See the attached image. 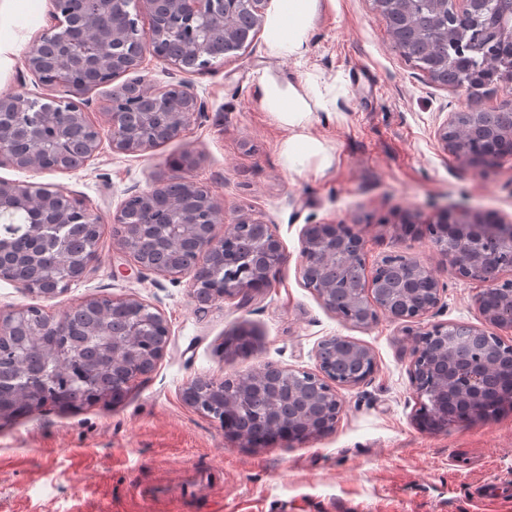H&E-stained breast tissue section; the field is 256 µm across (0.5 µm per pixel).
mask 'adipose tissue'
<instances>
[{"label": "adipose tissue", "mask_w": 512, "mask_h": 512, "mask_svg": "<svg viewBox=\"0 0 512 512\" xmlns=\"http://www.w3.org/2000/svg\"><path fill=\"white\" fill-rule=\"evenodd\" d=\"M272 11L264 24V40L269 58L305 59L310 52V33L321 8V0H273ZM255 105L272 114L287 130L281 155L290 171L299 173L310 159H317L319 169L332 164L327 147L310 135L316 111L335 112L336 102L324 99L313 80H284L270 71L257 78Z\"/></svg>", "instance_id": "1"}]
</instances>
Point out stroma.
<instances>
[{
	"label": "stroma",
	"mask_w": 512,
	"mask_h": 512,
	"mask_svg": "<svg viewBox=\"0 0 512 512\" xmlns=\"http://www.w3.org/2000/svg\"><path fill=\"white\" fill-rule=\"evenodd\" d=\"M24 8L10 61L0 66V96L36 91L24 56L56 24L50 0H26ZM311 47L304 61L274 62L258 33L209 68L181 72L209 117L148 153H120L105 143L75 170L0 167V180L59 189L100 224L82 278L51 300L0 279V312L36 305L57 316L107 295L151 303L171 330L164 356L121 402L49 407L0 424V512H512V408L485 423L420 429L399 326L384 317L363 328L341 323L298 269L305 224H353L367 265L402 253L430 267L445 287L437 320L482 325L480 282L458 277L427 236L401 235L397 223L405 215L425 223L445 207L492 211L512 223V157L476 168L436 137L453 112H512V87L471 99L431 79L395 48L373 0H322ZM266 69L331 86L336 112L317 113L310 128L331 152L330 168L312 161L303 173L289 171L280 154L287 131L254 104ZM188 152L197 158L190 178L223 202L228 216L276 226L288 260L251 301L235 298L201 312L186 283L143 279L133 270L113 274L124 257L112 216L127 191L146 188L150 174L170 171ZM241 324L255 331L257 348L222 354ZM336 335L370 348L376 367L365 383L342 389L343 412L324 436L244 448L184 400L199 377L219 380L268 363L314 369L319 342ZM195 473L217 478L208 496L190 483ZM159 483L177 497L150 496Z\"/></svg>",
	"instance_id": "1"
}]
</instances>
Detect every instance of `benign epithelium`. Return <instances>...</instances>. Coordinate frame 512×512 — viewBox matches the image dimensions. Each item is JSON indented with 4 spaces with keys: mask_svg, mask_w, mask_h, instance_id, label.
<instances>
[{
    "mask_svg": "<svg viewBox=\"0 0 512 512\" xmlns=\"http://www.w3.org/2000/svg\"><path fill=\"white\" fill-rule=\"evenodd\" d=\"M447 10L475 13L482 0H444ZM57 26L33 41L25 56L26 69L43 86L58 81L67 84L75 94L90 87L112 86L117 74L139 68L146 56L184 70L181 59L168 52L171 44L180 45L184 51L196 54L201 68L210 65L211 46L229 36L224 20L225 0H93L92 9L77 15L70 0H51ZM39 112L43 122L19 130L14 125L0 124V166L8 165L27 171H64L80 167L99 151L102 144L101 127L91 122L84 104L70 98L44 96L30 97L27 92L0 97V112ZM69 113L71 122L87 130L81 160L73 164V146L65 128L56 125V116ZM163 112L170 121L169 138L175 139L192 121L206 117L208 107L183 79H174L161 90L147 86L138 76L118 86H112L107 96L105 115L112 150L128 154H144L157 145L153 132L143 128L142 117ZM475 112H452L437 130L443 149L455 157L471 162V140L466 135L468 119ZM21 141L26 151L20 153L16 142ZM512 145V113L502 125L492 131L490 143L483 146L488 156L501 155L506 146ZM194 160L190 157L168 175H160L145 189H133L121 202L113 223H126V214L133 207H140L147 215L146 223L130 226L134 238L159 230L162 225L153 223V200L174 184H183L192 190L203 186L189 178ZM75 206V213L58 209V194L49 188L32 192V186L0 181V205L23 211L30 215L31 232L38 236L48 225L66 226L77 214L84 224L98 223L97 216L81 203L66 197ZM205 216L183 215L182 223L191 228L194 239L192 256L179 257L168 264L147 262L134 251L130 242L117 239L120 250L139 273L168 277L178 281L188 279L189 294L201 307L213 305L237 296L246 297L257 291V285L268 287L287 255L275 226L258 219L235 218L227 220L223 204L211 194H206ZM225 224L224 234H216V226ZM242 224L259 227L260 235L253 237L250 254L238 251V229ZM400 231L405 234L420 233L428 236L438 254L464 279L480 281L484 288L476 296V305L483 318V326L461 325L448 322H431L441 304L444 287L433 275L429 266L416 258L405 257L400 269L405 275L406 286L399 299L383 294L380 284L390 266L381 263L373 266L360 283L347 287L348 305L335 311L336 316L351 326H368L384 316L400 326L410 341L409 377L416 395L415 420L433 432H446L459 421L488 422L489 397L499 405L512 407V378L507 382L490 376L483 357L473 362L470 376L463 380L454 371L452 361L457 354L473 348L475 341L486 337L495 341L498 350L512 352V344L505 342L496 331L512 329V318L504 319L486 306L489 296L512 306V278L501 272L512 269V224H503L489 212L442 209L437 219L416 225L404 221ZM338 251L350 253L352 262L366 268L364 240L354 226L342 221L336 224L310 223L302 230L299 252V273L306 287L312 289L323 303L335 292L336 286L323 280L319 273L333 264ZM224 264V284L212 286L204 271L215 263ZM24 292L45 299H52L66 289L61 281H15ZM98 309L120 305L132 310L131 323L149 329L146 347L131 352L125 360L128 382H133L153 370L162 357L170 336L166 319L150 303L137 299H113L99 296L90 299ZM27 318L49 319L51 315L37 306H26L0 313V337L10 334L13 325ZM347 345L350 354L367 363L365 374L358 378L342 380L336 375V348ZM257 343L250 329L242 326L224 342L229 352H249ZM317 366L314 370L279 368L280 380L298 384L309 390L320 401L323 414L316 416L306 410L299 413L295 422L286 418L285 404L273 397L265 418L270 422V440L306 442L333 431L343 412L339 395L342 387H355L373 374L375 362L371 350L346 336H329L316 350ZM265 368L238 374L221 380H211V387L224 389V406L216 407L200 398V387L190 383L184 390V399L195 409L218 420L225 434L243 447H251L244 433L234 426V419L245 403V389L251 379L261 376ZM456 393V408L448 413V392Z\"/></svg>",
    "mask_w": 512,
    "mask_h": 512,
    "instance_id": "benign-epithelium-1",
    "label": "benign epithelium"
}]
</instances>
